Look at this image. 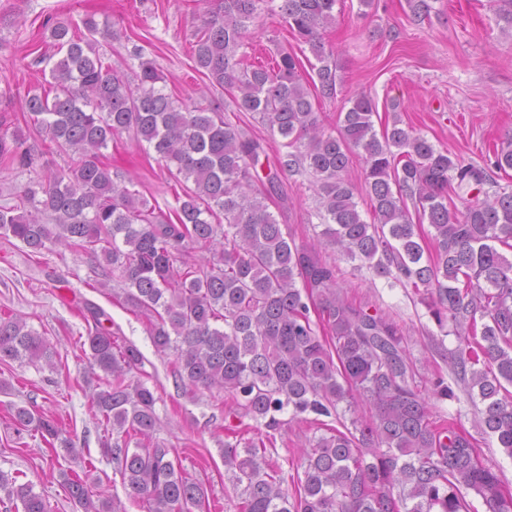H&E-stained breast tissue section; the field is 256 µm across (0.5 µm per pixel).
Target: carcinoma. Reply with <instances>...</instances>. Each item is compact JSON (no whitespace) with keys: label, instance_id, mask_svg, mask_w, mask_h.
Returning <instances> with one entry per match:
<instances>
[{"label":"carcinoma","instance_id":"carcinoma-1","mask_svg":"<svg viewBox=\"0 0 512 512\" xmlns=\"http://www.w3.org/2000/svg\"><path fill=\"white\" fill-rule=\"evenodd\" d=\"M304 45L277 49L274 64H253L255 22L264 6ZM496 23L512 34V0H500ZM337 0H217L195 34L194 68L232 93L240 112L259 115L286 139L279 170L315 179L322 236L374 276L425 288L438 326L459 340L450 368L467 377L483 404L479 425L512 457V191L496 173L512 170V141L484 166L461 160L398 116L375 129L372 98H349L337 132L326 130L314 100L336 96L337 65L327 30ZM411 16H430V0H408ZM55 53L24 64L50 79L30 90L22 111L44 139L68 151L66 166L30 182L0 204V237L32 254L76 246L99 262L94 274L116 277L118 296L147 322L159 354L174 352L179 376L223 391L230 411L258 426L257 438L224 442L237 512H472L469 493L487 512H512V492L480 459L471 435L453 421L431 420L399 325L348 303L336 268L298 243L256 188L261 141L246 136L205 99L182 108L166 78L135 47L133 77L105 63L92 17L48 28ZM311 69L314 78L304 77ZM145 142L180 186L163 212L100 160L112 138ZM34 146L0 135V166H27ZM362 161L372 222L363 219L349 179ZM484 194L480 200L472 192ZM414 210H409L407 201ZM434 230L435 257H424L423 224ZM322 315L317 331L311 310ZM81 355L103 373L93 416L112 427L101 440L129 498L147 512H193L206 484L183 473L173 449L157 440L155 390L134 378L144 356L101 307L84 305ZM482 324H477V321ZM47 339L17 316L0 317V363L44 360L57 370ZM346 404L339 412V404ZM370 407V416L357 413ZM17 430L72 449L70 431L45 413L10 406ZM336 416L341 428L309 440L300 469L285 477L268 456L283 421ZM351 413L350 424L341 422ZM68 498L86 512H121L115 500L94 505L87 480L61 472ZM294 485L289 494L282 485ZM0 490L21 512H52L30 483L0 470Z\"/></svg>","mask_w":512,"mask_h":512}]
</instances>
